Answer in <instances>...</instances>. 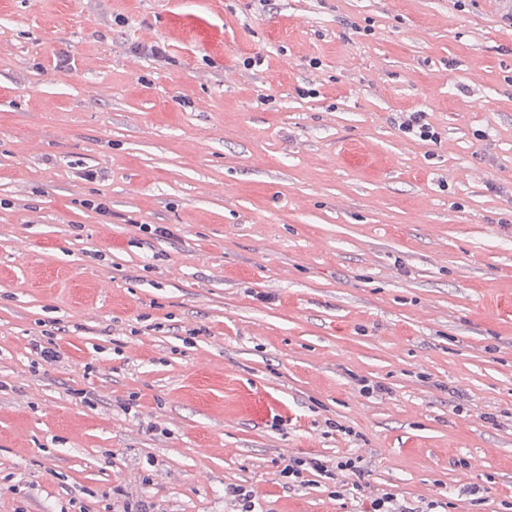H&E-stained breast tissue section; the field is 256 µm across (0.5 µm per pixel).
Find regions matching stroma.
<instances>
[{
    "label": "stroma",
    "instance_id": "1",
    "mask_svg": "<svg viewBox=\"0 0 512 512\" xmlns=\"http://www.w3.org/2000/svg\"><path fill=\"white\" fill-rule=\"evenodd\" d=\"M307 453L512 512V0H0V512H354ZM401 116L399 127L404 133L410 134L414 138L420 140H431L437 137L433 126L427 120V113L422 111L403 112ZM230 499L231 501L238 504L240 507L239 510H235L238 512H259L262 510H257L255 498L256 495L253 490L248 489V487L243 485H234L230 484L224 487V499Z\"/></svg>",
    "mask_w": 512,
    "mask_h": 512
}]
</instances>
